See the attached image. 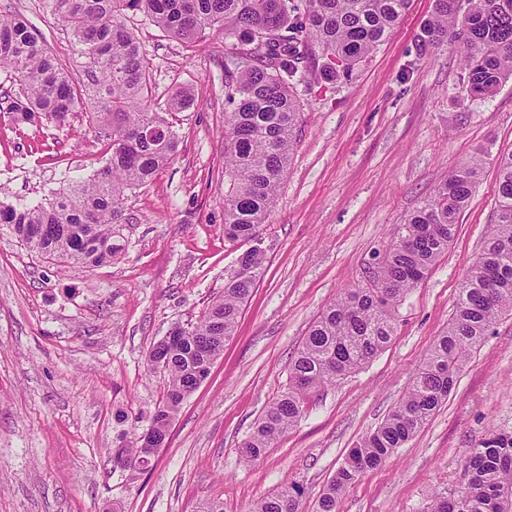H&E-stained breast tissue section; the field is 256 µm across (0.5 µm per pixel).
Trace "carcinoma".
I'll return each mask as SVG.
<instances>
[{
    "mask_svg": "<svg viewBox=\"0 0 512 512\" xmlns=\"http://www.w3.org/2000/svg\"><path fill=\"white\" fill-rule=\"evenodd\" d=\"M411 0H47L81 59L74 81L67 64L19 16L0 12V70L19 95L8 105L18 123L43 117L84 118L97 126L110 156L91 178L46 204L0 203V224L48 257L87 267L123 250L117 224L125 193L155 178L175 157L173 116L191 102L181 91L165 107L152 103L145 52L127 25L141 13L192 47L206 31L224 36V235L251 242L264 229L294 153L301 112L294 94L315 50L321 75L349 79L383 43ZM448 43L468 71L470 98L512 79V0H434L419 35L425 52ZM486 152L458 164L405 220L364 279L344 288L310 326L288 366V387L268 403L242 443L248 461L261 458L304 414L307 397L333 386L384 350L396 330L397 307L448 252L460 213L480 181ZM497 198L492 232L467 271L448 329L433 339L412 383L387 418L350 450L323 489L317 512H340L346 490L410 441L448 399L464 363L505 315H512V150L494 158ZM266 262L248 248L201 319L175 326L149 353L166 375L150 429L167 438L170 418L193 392L197 369L218 357L234 334L244 302ZM152 453L140 440L120 443L112 468L144 470ZM465 481L449 496L433 493L425 512H512V435L491 434L470 449ZM302 487L286 483L249 512H298Z\"/></svg>",
    "mask_w": 512,
    "mask_h": 512,
    "instance_id": "cac0c4a2",
    "label": "carcinoma"
}]
</instances>
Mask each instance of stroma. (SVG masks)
Instances as JSON below:
<instances>
[{
	"mask_svg": "<svg viewBox=\"0 0 512 512\" xmlns=\"http://www.w3.org/2000/svg\"><path fill=\"white\" fill-rule=\"evenodd\" d=\"M433 0H412L400 24L351 81L314 74L296 86L297 144L262 232L267 261L236 332L183 402L147 470H116L112 450L149 428L166 378L148 354L175 325L201 317L243 245L224 236V39L194 47L131 17L159 103L191 89L178 112L173 161L129 192L124 250L86 267L32 251L0 224V512H199L212 499L248 512L284 482L302 485L300 512L351 448L406 392L446 330L461 280L492 230L496 169L486 163L455 236L399 307L388 347L313 394L300 422L257 461L239 448L288 383V363L340 289L361 279L395 225L476 149L512 148V79L463 102L467 78L449 45L418 55ZM80 77L45 0H0ZM19 88L0 72V202L40 204L88 178L106 142L86 122L16 124ZM512 433V316L468 359L447 401L412 440L348 488L341 512H423L434 490L464 481L469 448Z\"/></svg>",
	"mask_w": 512,
	"mask_h": 512,
	"instance_id": "35a3bbf8",
	"label": "stroma"
}]
</instances>
